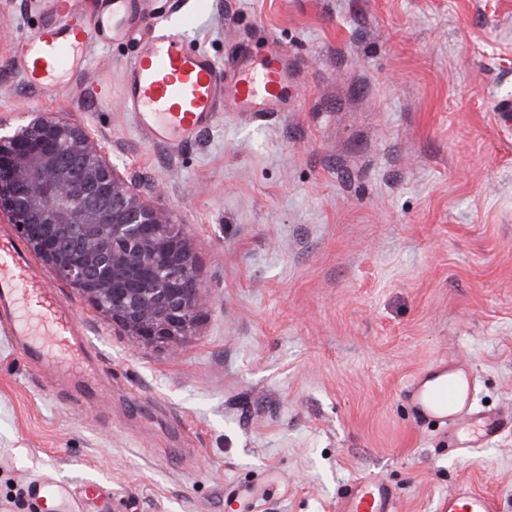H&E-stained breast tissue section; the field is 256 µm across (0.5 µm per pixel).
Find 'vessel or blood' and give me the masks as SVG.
I'll return each mask as SVG.
<instances>
[{
	"mask_svg": "<svg viewBox=\"0 0 512 512\" xmlns=\"http://www.w3.org/2000/svg\"><path fill=\"white\" fill-rule=\"evenodd\" d=\"M128 0H112V16L88 21L60 0L58 21L37 31L16 47L18 65L28 84L47 87L50 78L79 71L87 62L90 35L112 32V19L125 15ZM288 61L268 44L262 56L244 52L231 80L219 77L214 59L185 46L180 31L160 29L152 35L127 69L123 97L147 139L176 145L193 140L198 131L230 105L237 112H281L288 105ZM0 306L9 308L12 336L23 351L33 339L47 336L57 348L77 346L80 332L53 289L37 279L18 251L0 249ZM418 411L429 418L455 420L470 404L472 384L465 368L449 364L443 380L420 378L412 385ZM470 427L477 442H490L499 429L492 414H474ZM338 512H395L390 491L379 479L358 481L342 498ZM441 512H493L491 499L462 483L449 492Z\"/></svg>",
	"mask_w": 512,
	"mask_h": 512,
	"instance_id": "obj_1",
	"label": "vessel or blood"
}]
</instances>
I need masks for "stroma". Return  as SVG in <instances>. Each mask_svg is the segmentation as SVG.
Segmentation results:
<instances>
[{
  "label": "stroma",
  "instance_id": "obj_1",
  "mask_svg": "<svg viewBox=\"0 0 512 512\" xmlns=\"http://www.w3.org/2000/svg\"><path fill=\"white\" fill-rule=\"evenodd\" d=\"M57 11L0 7V119L66 115L138 190L162 187L210 305L174 357L22 247L100 376L50 383L0 325V512H40L48 482L66 512H336L364 477L398 512H440L462 481L512 512V0H137L130 37L38 90L14 50ZM173 22L221 66L275 41L287 111L150 142L123 70ZM450 359L501 421L464 455L462 423L409 394Z\"/></svg>",
  "mask_w": 512,
  "mask_h": 512
}]
</instances>
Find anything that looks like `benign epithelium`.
Here are the masks:
<instances>
[{"instance_id":"7a95c632","label":"benign epithelium","mask_w":512,"mask_h":512,"mask_svg":"<svg viewBox=\"0 0 512 512\" xmlns=\"http://www.w3.org/2000/svg\"><path fill=\"white\" fill-rule=\"evenodd\" d=\"M0 120V215L32 251L143 347L175 346L209 298L170 211L133 190L83 124Z\"/></svg>"}]
</instances>
